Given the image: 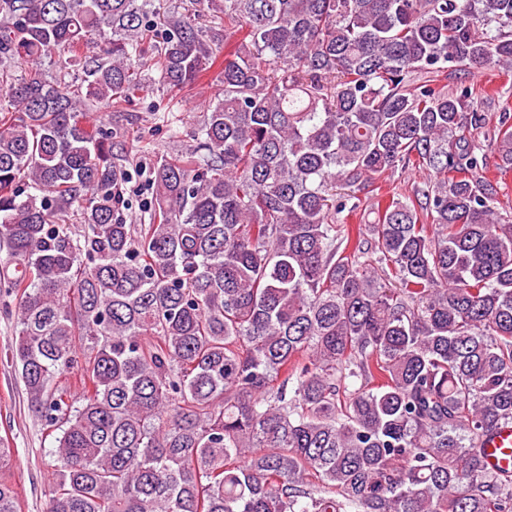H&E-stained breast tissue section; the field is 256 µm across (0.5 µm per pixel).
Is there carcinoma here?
I'll use <instances>...</instances> for the list:
<instances>
[{
    "label": "carcinoma",
    "mask_w": 512,
    "mask_h": 512,
    "mask_svg": "<svg viewBox=\"0 0 512 512\" xmlns=\"http://www.w3.org/2000/svg\"><path fill=\"white\" fill-rule=\"evenodd\" d=\"M182 9L0 0V289L48 512H512L481 447L512 424V222L464 136L512 166V114L443 84L512 65V0ZM147 51L170 89L219 74L197 145L142 169L90 112L149 90ZM425 179V173L419 169L411 166L406 169L398 168L393 174L389 173L375 182V187H380L379 191L367 195L360 193L361 202L359 209L352 213L345 221L348 224H370V221L374 218L371 209L376 201V193L408 196L412 194V188L417 184H421Z\"/></svg>",
    "instance_id": "carcinoma-1"
}]
</instances>
